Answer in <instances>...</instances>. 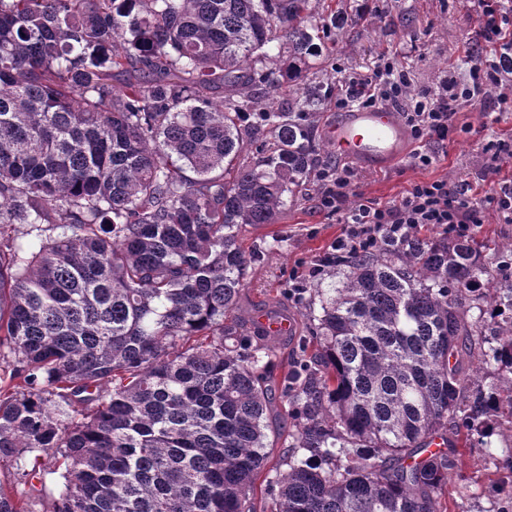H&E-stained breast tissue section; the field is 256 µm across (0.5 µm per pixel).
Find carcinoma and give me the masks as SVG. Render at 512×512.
Here are the masks:
<instances>
[{"mask_svg":"<svg viewBox=\"0 0 512 512\" xmlns=\"http://www.w3.org/2000/svg\"><path fill=\"white\" fill-rule=\"evenodd\" d=\"M311 2L0 0V512H39L57 472L53 512H257L266 470L270 512H441L447 433L512 432V279L483 262L511 246L348 254L278 386V337L229 318L262 254L241 229L328 157L317 60L362 10ZM273 428L275 430L274 448H272L271 461L275 462L279 455L285 451L291 439L288 437V432L292 429L293 414L292 408L287 403L281 401L277 397L274 403V410L272 416Z\"/></svg>","mask_w":512,"mask_h":512,"instance_id":"obj_1","label":"carcinoma"}]
</instances>
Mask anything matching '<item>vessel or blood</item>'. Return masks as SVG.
I'll list each match as a JSON object with an SVG mask.
<instances>
[{
  "mask_svg": "<svg viewBox=\"0 0 512 512\" xmlns=\"http://www.w3.org/2000/svg\"><path fill=\"white\" fill-rule=\"evenodd\" d=\"M327 138L341 158L375 171L403 161L411 151L407 128L397 112L383 106L346 112L329 127Z\"/></svg>",
  "mask_w": 512,
  "mask_h": 512,
  "instance_id": "b4317fda",
  "label": "vessel or blood"
}]
</instances>
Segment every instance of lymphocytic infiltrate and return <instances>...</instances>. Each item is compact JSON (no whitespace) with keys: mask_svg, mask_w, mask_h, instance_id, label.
<instances>
[{"mask_svg":"<svg viewBox=\"0 0 512 512\" xmlns=\"http://www.w3.org/2000/svg\"><path fill=\"white\" fill-rule=\"evenodd\" d=\"M482 20L480 38L492 44L505 41V25L512 21V0H475ZM469 83L440 81L435 88L415 90L408 73L394 58L381 55L376 67L365 75L346 78V95L337 107L355 102L365 106L392 104L423 142L447 140L456 113L488 99L499 111L512 112V91L502 92L505 76L497 61L484 55L472 57ZM353 174L346 168L320 170L317 175L318 202L343 224L342 234L326 252L311 263L310 277L320 276L346 252L374 250L382 239L401 240L414 230L430 226L452 238L471 234L494 212L503 224L512 223V179L499 183L493 193L476 198L467 182L444 179L418 181L394 202L382 204L365 197L353 198L349 186Z\"/></svg>","mask_w":512,"mask_h":512,"instance_id":"lymphocytic-infiltrate-1","label":"lymphocytic infiltrate"}]
</instances>
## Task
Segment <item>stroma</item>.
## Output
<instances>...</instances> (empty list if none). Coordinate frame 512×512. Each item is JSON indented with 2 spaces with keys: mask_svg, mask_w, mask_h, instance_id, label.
<instances>
[{
  "mask_svg": "<svg viewBox=\"0 0 512 512\" xmlns=\"http://www.w3.org/2000/svg\"><path fill=\"white\" fill-rule=\"evenodd\" d=\"M365 17L359 29L340 43L336 58L327 67L328 82L342 85L350 74L373 70L382 51L396 52L397 62L408 70L418 88L436 86L447 74L457 81L468 78L463 60L475 39L481 21L473 0H358ZM461 131L445 144L434 145L438 161L420 168L411 160L370 171L355 167L353 195L380 203L398 199L409 184L432 179L470 181L479 194L496 184L498 174L484 165L480 141L512 134V113L498 112L493 101H483L457 114ZM316 185H308L299 197L287 203L274 223L245 227L240 238L244 247L258 239L270 241L265 256L248 271V285L236 318L243 331H251L257 311L279 307L295 323V333L278 345L272 368L274 379L290 371L291 361L307 334L304 310L291 296L292 274L301 263L311 261L340 234L336 216L317 205ZM464 464L455 470L441 496L442 512H499L504 498L512 496V439L495 437L492 449L466 448Z\"/></svg>",
  "mask_w": 512,
  "mask_h": 512,
  "instance_id": "1",
  "label": "stroma"
}]
</instances>
